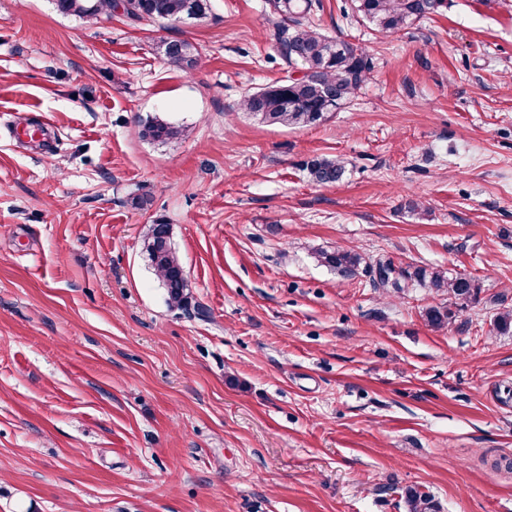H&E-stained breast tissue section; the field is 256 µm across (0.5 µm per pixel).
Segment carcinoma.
<instances>
[{
    "instance_id": "obj_1",
    "label": "carcinoma",
    "mask_w": 512,
    "mask_h": 512,
    "mask_svg": "<svg viewBox=\"0 0 512 512\" xmlns=\"http://www.w3.org/2000/svg\"><path fill=\"white\" fill-rule=\"evenodd\" d=\"M355 10L375 26L381 34L397 33L425 19L443 7L446 0H353ZM56 10L80 19L93 20L120 11L127 18L140 21L182 22L200 19L207 14L208 0H54ZM319 6L317 0H268L269 12L278 18L276 37L288 66L302 72L299 78H285L245 93L239 109L258 118L268 126L310 127L324 122L330 114L347 103L366 81L371 70L366 50L346 39L324 35L313 28L311 15ZM163 56L173 66L189 70L199 61L198 49L187 40L163 43ZM336 90L328 99L323 88ZM187 130L159 117L140 122L142 138L166 144L186 136ZM312 181L330 185L342 181L346 164L339 158L319 157L307 163ZM165 223L149 225L144 239L148 261L166 291L167 304L186 309L192 303L189 282L180 278L183 266L172 242H163ZM317 261L338 274L350 277L357 274L365 258L352 249L316 251ZM377 284L381 288L402 290L399 277L393 276L390 262H377ZM414 278L424 287L446 292L460 303L477 296L474 280L448 275L440 268H418L400 277ZM452 311L444 306H431L424 312L426 322L433 328L448 326ZM407 512H440L434 497L415 488L405 492Z\"/></svg>"
}]
</instances>
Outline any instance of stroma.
Wrapping results in <instances>:
<instances>
[{
  "mask_svg": "<svg viewBox=\"0 0 512 512\" xmlns=\"http://www.w3.org/2000/svg\"><path fill=\"white\" fill-rule=\"evenodd\" d=\"M313 20L372 71L327 121L273 128L239 109L288 71L267 0L168 23L0 0V512H407L410 487L512 512V0L391 35L351 0ZM147 116L189 135L142 139ZM317 156L344 179L313 183ZM158 220L190 309L144 254ZM380 258L478 296L432 328L443 295L377 287ZM163 56L173 66L189 70L199 61L198 49L187 40H170L163 43ZM312 181L319 185H330L342 181L346 164L339 158L319 157L307 163ZM315 254L321 265L345 277L354 276L361 265L366 263L363 255L352 249L318 250Z\"/></svg>",
  "mask_w": 512,
  "mask_h": 512,
  "instance_id": "obj_1",
  "label": "stroma"
}]
</instances>
